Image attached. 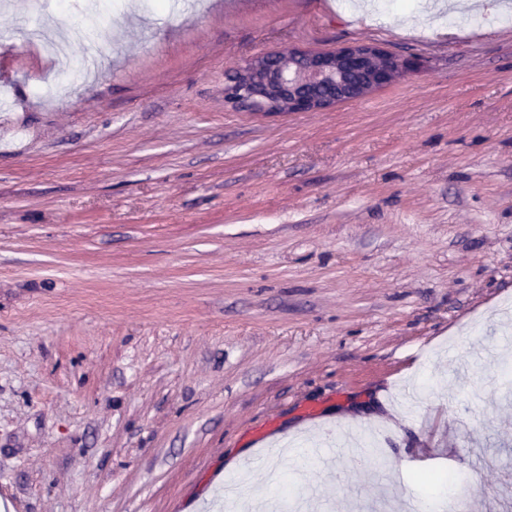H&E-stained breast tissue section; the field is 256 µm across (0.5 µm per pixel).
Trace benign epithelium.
I'll return each instance as SVG.
<instances>
[{
	"mask_svg": "<svg viewBox=\"0 0 512 512\" xmlns=\"http://www.w3.org/2000/svg\"><path fill=\"white\" fill-rule=\"evenodd\" d=\"M406 68L370 43L330 53L289 50L249 60L229 77L225 91L230 103L247 111L319 112L395 82ZM346 72L359 75V80L341 79Z\"/></svg>",
	"mask_w": 512,
	"mask_h": 512,
	"instance_id": "obj_1",
	"label": "benign epithelium"
}]
</instances>
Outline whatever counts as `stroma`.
Segmentation results:
<instances>
[{"label":"stroma","mask_w":512,"mask_h":512,"mask_svg":"<svg viewBox=\"0 0 512 512\" xmlns=\"http://www.w3.org/2000/svg\"><path fill=\"white\" fill-rule=\"evenodd\" d=\"M44 2L0 7L66 41L0 47V512H226L245 449L258 491L385 512L474 448L469 512H512V0L450 33L406 27L423 0ZM352 43L410 66L321 112L224 100ZM351 428L416 469L320 470Z\"/></svg>","instance_id":"obj_1"}]
</instances>
